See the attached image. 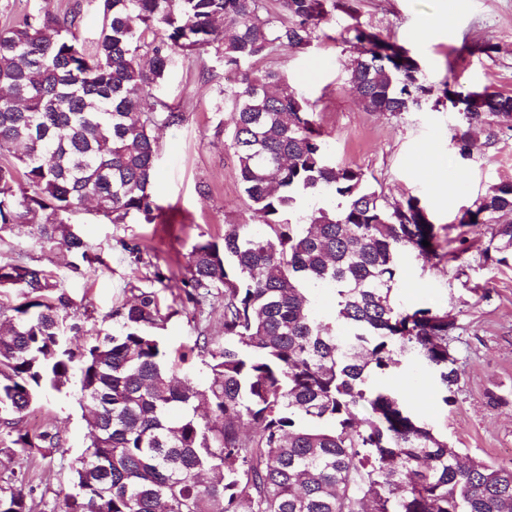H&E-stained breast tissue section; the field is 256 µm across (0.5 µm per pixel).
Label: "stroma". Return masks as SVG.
<instances>
[{"label": "stroma", "mask_w": 512, "mask_h": 512, "mask_svg": "<svg viewBox=\"0 0 512 512\" xmlns=\"http://www.w3.org/2000/svg\"><path fill=\"white\" fill-rule=\"evenodd\" d=\"M80 4L78 35L92 48L102 24L100 0H0V26L46 8L57 15ZM353 12L336 9L322 22L310 46L280 48L259 60L256 70L284 74L309 101L333 161L361 169L368 183L390 201L419 198L447 248H454L457 223L491 186L512 180V122L494 120L474 132L471 157H461L453 136L461 112L428 99L412 112H369L348 83L359 56L349 30L359 25L406 49L420 64V79L433 91L444 83L463 89L512 95V0H354ZM227 76L212 53H175L159 98L178 112V122L160 127L153 193L163 212L154 224H112L84 206L72 217L101 265L74 273L72 257L32 237L0 232V259L10 258L55 272L86 330L109 326L112 310L130 300V286L155 287L156 275L178 282L188 274L192 245L222 241L229 224L249 223L236 158L224 147L231 107L218 94ZM492 227L470 228L474 251L458 261H404L395 292L403 306L447 309L455 317L450 348L461 371L452 392L435 374L403 366L390 379L413 412L461 455L496 466H512V265L483 262L478 249ZM146 250L144 264L130 262L124 243ZM176 314L160 334L172 353L193 345L191 309L165 296ZM501 404L488 402L489 394ZM52 421L62 435L53 453L34 448L15 455L0 447V478L24 480L31 512H62L71 469L89 443L84 410L75 385L43 395L25 417L28 427Z\"/></svg>", "instance_id": "stroma-1"}]
</instances>
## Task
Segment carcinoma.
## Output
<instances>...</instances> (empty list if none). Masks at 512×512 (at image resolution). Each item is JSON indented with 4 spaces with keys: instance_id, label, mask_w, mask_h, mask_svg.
<instances>
[{
    "instance_id": "obj_1",
    "label": "carcinoma",
    "mask_w": 512,
    "mask_h": 512,
    "mask_svg": "<svg viewBox=\"0 0 512 512\" xmlns=\"http://www.w3.org/2000/svg\"><path fill=\"white\" fill-rule=\"evenodd\" d=\"M93 50L79 45L77 13L49 10L0 29V230L24 228L62 247L71 269L103 264L70 216L88 199L112 224H152L158 141L171 124L155 91L172 54L213 51L239 73L220 90L233 109L225 145L261 229L229 224L223 244L196 242L182 300L198 314L218 302L224 343L198 332L210 380L175 371L159 336L158 293L132 287L112 328L72 348L81 327L70 299L43 268L0 260V430L13 452L58 448L54 425L31 434L21 418L47 390L74 382L89 407L90 444L72 470L63 512H512V467L463 459L397 392L375 386L412 355L450 391L460 380L448 310H409L395 299L402 259L440 257L419 199L396 204L364 173L333 163L310 112L277 70L253 64L281 47L306 49L336 0H102ZM364 54L348 82L369 112L400 114L432 94L407 51L361 26ZM443 95L463 110L454 140L512 117V95ZM309 193L325 204L291 218ZM512 181L491 186L459 221L494 222L480 255L512 264ZM428 241L426 247L422 241ZM335 299L321 315L314 291ZM204 400L211 418L199 417ZM0 512H30L24 488L0 485Z\"/></svg>"
}]
</instances>
